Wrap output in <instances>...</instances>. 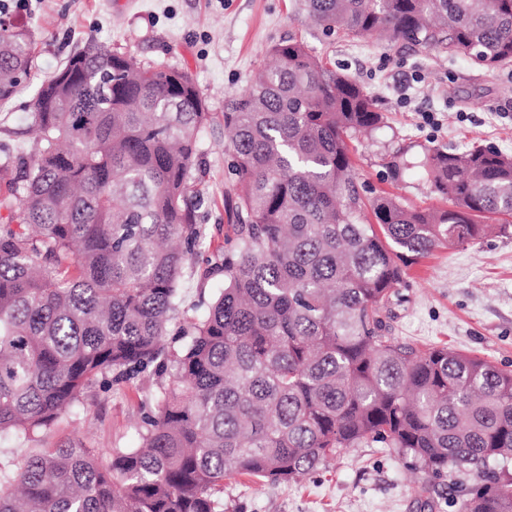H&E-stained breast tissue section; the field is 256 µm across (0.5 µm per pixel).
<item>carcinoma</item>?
Returning a JSON list of instances; mask_svg holds the SVG:
<instances>
[{"mask_svg":"<svg viewBox=\"0 0 512 512\" xmlns=\"http://www.w3.org/2000/svg\"><path fill=\"white\" fill-rule=\"evenodd\" d=\"M343 39L405 40L476 67L512 64V0H304ZM31 32L0 24V102ZM224 101L232 235L205 312L168 340L205 239L193 179L213 120L185 71L95 41L35 90V148L0 145V436L33 440L86 391L150 372L133 448L80 440L0 463V512H224V482H297L349 448H389L429 478L471 476L458 512H512V371L420 349L382 319L403 257L512 228V156L433 147L446 208L362 198L350 144L381 127L364 88L290 36ZM80 90L64 93V77ZM370 209L376 223L363 220Z\"/></svg>","mask_w":512,"mask_h":512,"instance_id":"carcinoma-1","label":"carcinoma"}]
</instances>
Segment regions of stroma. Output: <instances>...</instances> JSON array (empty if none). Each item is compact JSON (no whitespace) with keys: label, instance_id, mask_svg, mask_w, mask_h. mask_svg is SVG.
Instances as JSON below:
<instances>
[{"label":"stroma","instance_id":"1","mask_svg":"<svg viewBox=\"0 0 512 512\" xmlns=\"http://www.w3.org/2000/svg\"><path fill=\"white\" fill-rule=\"evenodd\" d=\"M300 0H35L21 17L36 41L34 62L22 90L0 104L10 142L27 154L33 89L52 77L87 42L121 45L146 64L189 72L215 118L201 141L196 187L206 239L187 265L180 286L179 320L194 316L218 281L201 279L230 235L224 192L232 186V158L224 149V101L243 91L270 45L302 38L333 69L355 78L384 115L381 129L359 136L353 161L361 194L387 192L415 207H444L424 176L409 171L424 148L456 151L472 143L512 155V65L482 70L462 57L405 41L341 40L325 35L301 10ZM406 164L391 179L392 163ZM389 333L416 347L440 346L479 354L512 370V231L492 232L477 243L450 246L414 260L405 282L383 314ZM159 377L145 373L86 396L85 410L62 419L36 442L0 439V459L18 460L33 448L78 439L100 455L138 445L139 404L156 392ZM458 474L429 481L419 498L421 476L384 448L350 449L299 483L225 484L226 512H456Z\"/></svg>","mask_w":512,"mask_h":512}]
</instances>
